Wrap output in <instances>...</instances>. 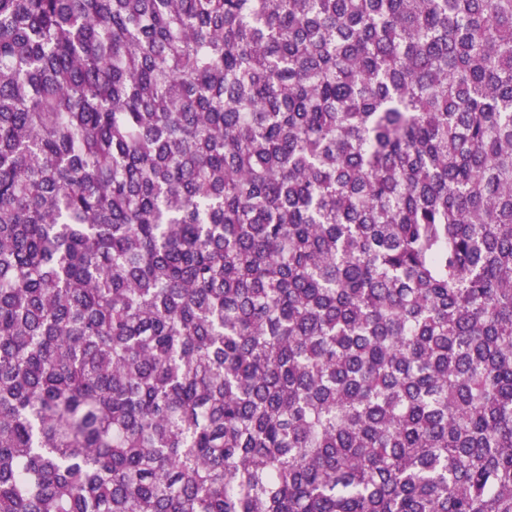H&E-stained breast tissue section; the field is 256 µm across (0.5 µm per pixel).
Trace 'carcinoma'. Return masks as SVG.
I'll return each instance as SVG.
<instances>
[{
    "label": "carcinoma",
    "mask_w": 512,
    "mask_h": 512,
    "mask_svg": "<svg viewBox=\"0 0 512 512\" xmlns=\"http://www.w3.org/2000/svg\"><path fill=\"white\" fill-rule=\"evenodd\" d=\"M0 512H512V0H0Z\"/></svg>",
    "instance_id": "obj_1"
}]
</instances>
